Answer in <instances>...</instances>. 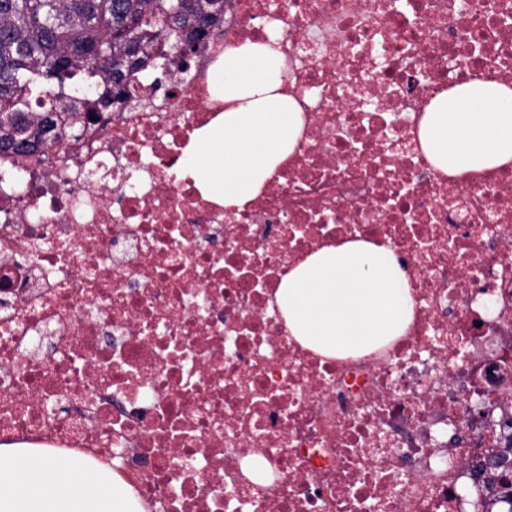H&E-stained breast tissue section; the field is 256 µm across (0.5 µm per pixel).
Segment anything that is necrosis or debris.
Wrapping results in <instances>:
<instances>
[{
	"mask_svg": "<svg viewBox=\"0 0 512 512\" xmlns=\"http://www.w3.org/2000/svg\"><path fill=\"white\" fill-rule=\"evenodd\" d=\"M161 105L82 115L0 157V445L103 463L150 512H496L474 465L512 445V168L434 169L431 92L512 83V0H226ZM276 36L303 135L224 208L178 178L224 110L209 70ZM413 272L406 336L302 346L288 272L348 240Z\"/></svg>",
	"mask_w": 512,
	"mask_h": 512,
	"instance_id": "obj_1",
	"label": "necrosis or debris"
}]
</instances>
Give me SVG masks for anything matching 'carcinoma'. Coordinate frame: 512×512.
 I'll list each match as a JSON object with an SVG mask.
<instances>
[{
  "instance_id": "cac0c4a2",
  "label": "carcinoma",
  "mask_w": 512,
  "mask_h": 512,
  "mask_svg": "<svg viewBox=\"0 0 512 512\" xmlns=\"http://www.w3.org/2000/svg\"><path fill=\"white\" fill-rule=\"evenodd\" d=\"M223 19L224 0H0V155L78 136L81 110L109 108L154 44L184 57Z\"/></svg>"
}]
</instances>
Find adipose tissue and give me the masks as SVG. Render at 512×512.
<instances>
[{
  "label": "adipose tissue",
  "mask_w": 512,
  "mask_h": 512,
  "mask_svg": "<svg viewBox=\"0 0 512 512\" xmlns=\"http://www.w3.org/2000/svg\"><path fill=\"white\" fill-rule=\"evenodd\" d=\"M276 41L224 52L213 86L224 101L198 130L180 171L227 208L254 199L296 148L305 117L283 91ZM420 148L449 176L512 166V85L475 78L434 91L420 122ZM410 274L390 247L364 240L320 248L285 276L275 300L297 340L328 357L364 355L406 334L413 320ZM0 512H142L105 464L38 448L0 446Z\"/></svg>",
  "instance_id": "ef3b65f1"
}]
</instances>
